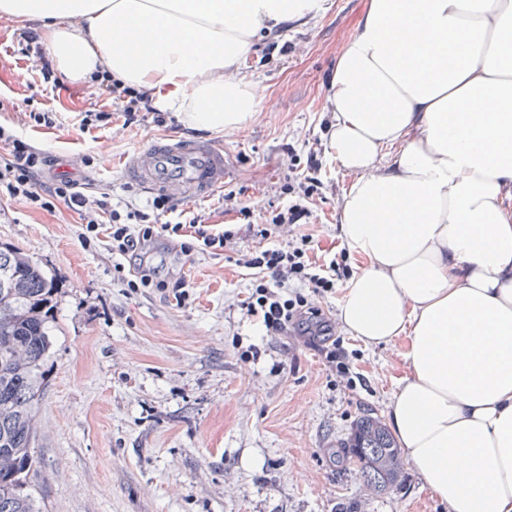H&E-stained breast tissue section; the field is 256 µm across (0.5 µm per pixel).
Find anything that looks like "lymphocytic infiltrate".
I'll use <instances>...</instances> for the list:
<instances>
[{
    "instance_id": "f902f5d3",
    "label": "lymphocytic infiltrate",
    "mask_w": 512,
    "mask_h": 512,
    "mask_svg": "<svg viewBox=\"0 0 512 512\" xmlns=\"http://www.w3.org/2000/svg\"><path fill=\"white\" fill-rule=\"evenodd\" d=\"M99 94L120 102L125 124L140 120L141 112L152 111L150 90H137L112 79L105 71L94 77ZM0 142L7 144L9 153L0 158V190L10 197L24 198L33 208L48 210L55 204H63L77 215L84 228L85 237L106 234L113 254L129 259L136 265L134 288H150L154 285V269L147 264L148 248L156 237L179 238L180 249L191 253L194 247L213 251L226 248L235 233L227 229L217 231L208 224L196 225L192 242L182 241L183 225L170 222L168 214L176 205L171 196L153 198L148 209L120 212L108 199L89 200L82 184L67 178L46 183L42 179L49 160L38 147L20 139L13 131L0 126ZM318 165L309 162L304 176L303 194L297 201L275 213L270 226L261 228L264 238L262 247L240 254L238 266L252 273V291L244 300L243 307L249 316L262 324L267 335H287L290 326H297L300 335L313 339H329L333 332L330 321L321 317L318 308L310 306L308 294L322 295L336 288V275L340 269L337 260L320 264L310 255L312 239L304 235L288 242L272 240L273 232L290 224L309 220L310 205L318 190L316 176Z\"/></svg>"
}]
</instances>
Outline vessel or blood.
<instances>
[{
    "label": "vessel or blood",
    "instance_id": "vessel-or-blood-1",
    "mask_svg": "<svg viewBox=\"0 0 512 512\" xmlns=\"http://www.w3.org/2000/svg\"><path fill=\"white\" fill-rule=\"evenodd\" d=\"M125 176L139 188L186 198H204L228 177L221 145L167 136L136 151Z\"/></svg>",
    "mask_w": 512,
    "mask_h": 512
}]
</instances>
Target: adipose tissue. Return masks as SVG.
Returning a JSON list of instances; mask_svg holds the SVG:
<instances>
[{
  "label": "adipose tissue",
  "mask_w": 512,
  "mask_h": 512,
  "mask_svg": "<svg viewBox=\"0 0 512 512\" xmlns=\"http://www.w3.org/2000/svg\"><path fill=\"white\" fill-rule=\"evenodd\" d=\"M325 0H0L58 71L163 92L187 126L255 116L233 77L257 33ZM330 145L355 180L340 232L367 264L339 310L367 346L406 338L389 404L448 512H512V0H369L329 84Z\"/></svg>",
  "instance_id": "1"
}]
</instances>
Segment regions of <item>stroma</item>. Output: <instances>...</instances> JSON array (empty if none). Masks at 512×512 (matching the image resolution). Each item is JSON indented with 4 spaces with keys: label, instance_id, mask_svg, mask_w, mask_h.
<instances>
[{
    "label": "stroma",
    "instance_id": "stroma-1",
    "mask_svg": "<svg viewBox=\"0 0 512 512\" xmlns=\"http://www.w3.org/2000/svg\"><path fill=\"white\" fill-rule=\"evenodd\" d=\"M369 0H328L326 12L281 33L259 37L237 76L261 89L254 119L214 133L188 127L165 111L128 126L95 84L31 74L19 44L20 24L0 16V125L45 150L50 175L108 193L114 208L146 209L152 197L128 183L123 159L152 139L178 134L224 147L231 175L205 199H178L172 221L229 227L224 252L184 254L158 240L149 257L163 279L186 276L188 303L168 291L129 288L105 239L84 240L64 206L36 210L0 193V244L26 253L58 292L50 321L52 354L37 406L36 479L45 512H448L411 466L397 489L374 494L342 464V442L364 413L386 418L389 397L407 373L405 339L365 347L334 329L336 349L352 378L329 368L324 346L298 334L265 335L247 315L252 288L239 251L261 246L256 228L298 196L301 172L316 154L321 186L310 223L317 262L337 259L336 290L313 296L337 320L362 257L346 248L340 204L355 180L329 144V80ZM110 110V124L80 130L90 100ZM35 112L57 113L56 127ZM233 201H226V194ZM249 206L243 220L237 203Z\"/></svg>",
    "mask_w": 512,
    "mask_h": 512
}]
</instances>
